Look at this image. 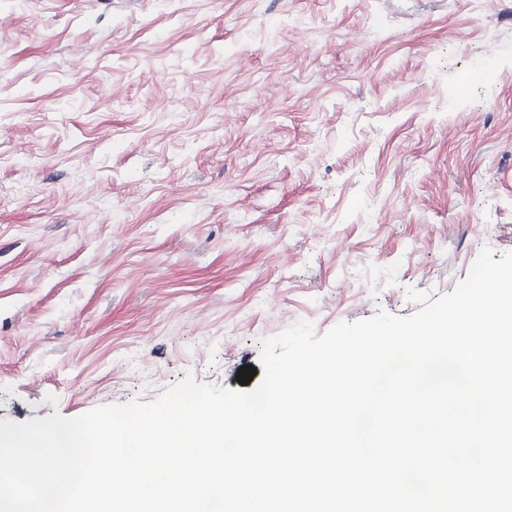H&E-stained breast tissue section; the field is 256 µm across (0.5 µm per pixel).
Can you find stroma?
<instances>
[{"instance_id":"obj_1","label":"stroma","mask_w":512,"mask_h":512,"mask_svg":"<svg viewBox=\"0 0 512 512\" xmlns=\"http://www.w3.org/2000/svg\"><path fill=\"white\" fill-rule=\"evenodd\" d=\"M512 253V0H0V419L239 389Z\"/></svg>"}]
</instances>
